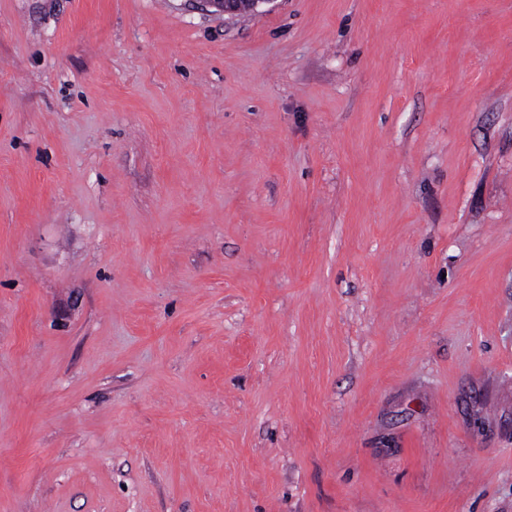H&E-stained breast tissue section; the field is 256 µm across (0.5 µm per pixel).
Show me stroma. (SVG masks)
<instances>
[{"instance_id":"obj_1","label":"stroma","mask_w":512,"mask_h":512,"mask_svg":"<svg viewBox=\"0 0 512 512\" xmlns=\"http://www.w3.org/2000/svg\"><path fill=\"white\" fill-rule=\"evenodd\" d=\"M0 512H512V0H0ZM205 7L213 8L224 15L237 16L252 13L268 0H200Z\"/></svg>"}]
</instances>
